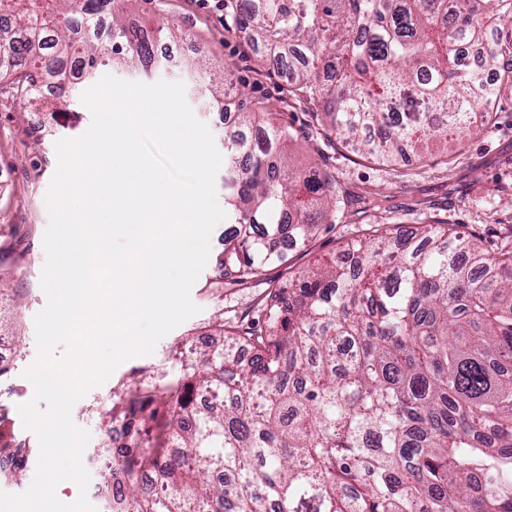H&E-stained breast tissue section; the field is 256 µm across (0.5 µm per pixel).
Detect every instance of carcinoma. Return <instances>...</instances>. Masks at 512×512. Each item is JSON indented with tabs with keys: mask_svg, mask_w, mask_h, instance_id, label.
Wrapping results in <instances>:
<instances>
[{
	"mask_svg": "<svg viewBox=\"0 0 512 512\" xmlns=\"http://www.w3.org/2000/svg\"><path fill=\"white\" fill-rule=\"evenodd\" d=\"M124 0H0V81L30 61L24 92L55 85L81 44L142 68L174 36L133 26ZM291 74L325 134L385 165L425 159L431 138L476 134L512 95V0H224ZM489 47L462 65L456 46ZM498 71L493 84L482 72ZM237 91L224 141L229 223L220 278L264 280L283 230L306 246L344 197L331 172L296 169V131ZM258 129L262 137L250 139ZM425 244L377 224L346 244L351 264L300 271L269 289L263 321L218 324L163 386L116 392L133 418L102 483L113 512H512V244L432 225ZM248 349L251 359L240 357ZM222 395L199 407L195 392ZM166 433L164 447L151 432ZM32 453L0 439V476Z\"/></svg>",
	"mask_w": 512,
	"mask_h": 512,
	"instance_id": "1",
	"label": "carcinoma"
}]
</instances>
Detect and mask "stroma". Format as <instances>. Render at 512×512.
Instances as JSON below:
<instances>
[{
    "instance_id": "stroma-1",
    "label": "stroma",
    "mask_w": 512,
    "mask_h": 512,
    "mask_svg": "<svg viewBox=\"0 0 512 512\" xmlns=\"http://www.w3.org/2000/svg\"><path fill=\"white\" fill-rule=\"evenodd\" d=\"M125 8L129 20L175 25L189 38L171 45V61L151 75L109 64L99 67L98 75L182 82L196 117L220 143L223 114L236 106L227 100L218 107L202 97L186 65L197 52H204L214 73L227 74L234 85L245 89L252 108L278 113L283 123L298 131L289 148L296 165L327 167L349 206L337 212L334 229L321 230L306 247L268 265L263 283L257 285H229L219 279L214 257L223 249L225 226H215L210 236L212 259L191 290L199 313L162 338L152 355L121 363L72 409L74 423L91 434L82 463L91 475L88 499L96 512H112V503L97 492L101 462L92 453L101 448L105 429L91 409L93 401L105 399L139 376L149 385L176 377L180 367L176 352L185 348L187 339L210 334L216 315L262 318L260 301L267 288L284 282L291 271L339 254L363 229L376 224L389 225L401 235L425 224H445L478 235L489 246L512 236V100L499 101L488 129L474 138L435 147L434 158L424 166L395 168L360 157L338 139L324 136L312 116V105L299 98L253 48L247 32L224 24L218 11L203 7L201 0H127ZM0 87L9 93L8 99L0 100V360L10 367L7 376L0 377V406L8 411L7 429L35 447L38 438L24 427L18 407L35 395L23 373L37 359L34 318L47 304L40 274L48 224L46 197L58 168L55 144L82 136L92 115L80 88L72 103L50 93L34 104L22 96L20 84L6 80Z\"/></svg>"
}]
</instances>
